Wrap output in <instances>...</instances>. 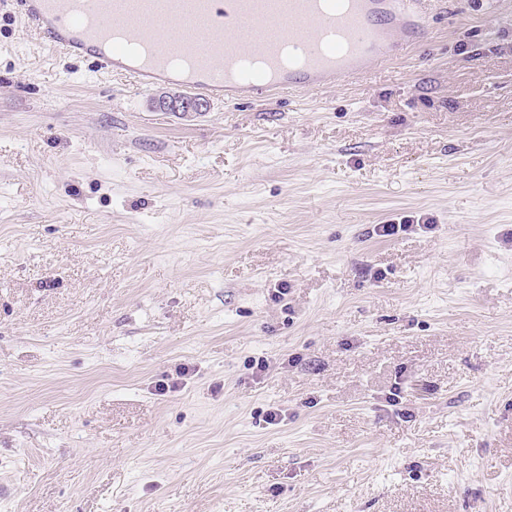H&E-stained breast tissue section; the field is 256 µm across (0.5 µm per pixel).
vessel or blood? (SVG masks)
Listing matches in <instances>:
<instances>
[{"instance_id": "b4317fda", "label": "vessel or blood", "mask_w": 512, "mask_h": 512, "mask_svg": "<svg viewBox=\"0 0 512 512\" xmlns=\"http://www.w3.org/2000/svg\"><path fill=\"white\" fill-rule=\"evenodd\" d=\"M43 43L148 90L172 83L214 102L340 85L392 63L426 30L424 0H16ZM200 24L178 46L169 32ZM304 63L284 69L287 47Z\"/></svg>"}]
</instances>
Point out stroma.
I'll return each instance as SVG.
<instances>
[{
	"label": "stroma",
	"instance_id": "stroma-1",
	"mask_svg": "<svg viewBox=\"0 0 512 512\" xmlns=\"http://www.w3.org/2000/svg\"><path fill=\"white\" fill-rule=\"evenodd\" d=\"M429 8L194 118L0 8V512H512V0Z\"/></svg>",
	"mask_w": 512,
	"mask_h": 512
}]
</instances>
